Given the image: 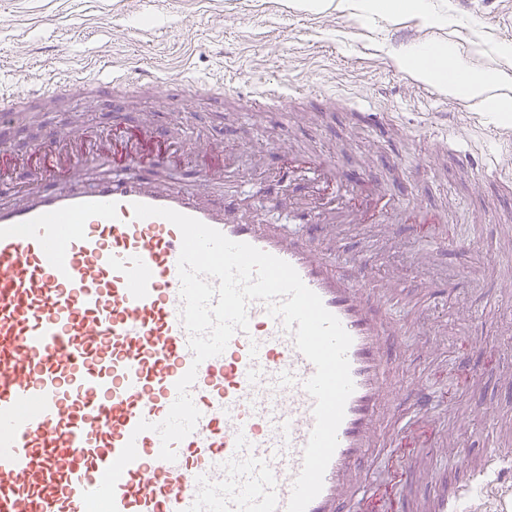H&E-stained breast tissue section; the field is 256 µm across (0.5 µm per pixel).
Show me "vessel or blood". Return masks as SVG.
Listing matches in <instances>:
<instances>
[{"mask_svg":"<svg viewBox=\"0 0 512 512\" xmlns=\"http://www.w3.org/2000/svg\"><path fill=\"white\" fill-rule=\"evenodd\" d=\"M96 70L91 89L98 95L118 100L147 89L176 108L184 100L160 65L129 72L101 62ZM70 89L42 79L20 97L1 98L0 131L21 107ZM240 98L251 109L282 110L294 95L286 90L271 100L248 91ZM187 149L158 139L146 119L130 126L116 118L106 138L63 119L36 147L29 187L0 204V512H85L83 492L99 486L130 441L138 457L117 482L118 512L287 510L315 425V401L304 388L315 367L261 301L249 303L248 329L237 331L221 355L193 366L180 320L181 233L164 218H136L137 203L194 217L288 262L351 336L354 391L323 488L306 512H364L381 493L386 512H401L414 502L411 477L419 461L433 495L416 502L417 512H456L496 461L512 460V448L493 449L468 483L445 492L444 469L458 455L434 430L440 402L423 384L399 386L389 373L393 343L423 326L425 315L396 311L405 292L400 276L376 289L365 267L340 276L311 244L315 233L335 242L343 222L383 223L396 211L418 217L417 202L384 197L367 210L338 182L331 158L290 155L258 195L268 200L279 182L314 179L316 222L277 231L245 216L235 196L216 203L206 192L156 178ZM102 157L114 173L85 183L83 167ZM192 367L189 392L201 417L175 444L176 461H164L158 434L136 426L165 419L177 381ZM404 397L417 426L393 435L394 477L382 491L368 484L362 465Z\"/></svg>","mask_w":512,"mask_h":512,"instance_id":"vessel-or-blood-1","label":"vessel or blood"}]
</instances>
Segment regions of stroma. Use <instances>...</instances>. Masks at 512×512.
Returning a JSON list of instances; mask_svg holds the SVG:
<instances>
[{
    "label": "stroma",
    "instance_id": "obj_1",
    "mask_svg": "<svg viewBox=\"0 0 512 512\" xmlns=\"http://www.w3.org/2000/svg\"><path fill=\"white\" fill-rule=\"evenodd\" d=\"M441 24L422 16H380L363 0H330L318 10L294 0H0V95H16L39 77L37 61L52 62L80 83L93 55L131 70L149 60L163 63L173 85L187 73L217 87L240 90L280 84L300 93L288 112L242 111L233 100L190 99L188 110H165L151 94L128 99V121L152 117L160 130L204 141L208 151L188 155L162 171L183 185L197 172L217 169L214 190L241 199L265 223L291 224L309 183H292L289 196L260 204L254 182L224 164L225 152L247 145L277 170L283 148L331 154L342 176L358 174L359 194H405L426 210L445 215L452 240L436 247L433 225L396 220L395 252L373 246L374 227L357 225L337 242L340 273L363 264L382 280L389 267L405 273L411 305L448 323V347L408 358L393 357L395 381L433 387L449 407L477 404L483 415L458 433L470 456L512 442V379L498 370L512 360V297L501 295L499 276L512 273V251L503 247L511 229L512 184L489 183L483 170L512 164V115L499 117L478 100L404 69L408 45H451L469 70L497 71L512 100V0H430ZM106 135L112 111L97 94L68 104L44 101L18 121L6 148L15 162L0 167V184L20 186V166L45 126L60 112ZM432 266H415L417 254Z\"/></svg>",
    "mask_w": 512,
    "mask_h": 512
}]
</instances>
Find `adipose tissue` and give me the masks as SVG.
Listing matches in <instances>:
<instances>
[{
  "instance_id": "obj_1",
  "label": "adipose tissue",
  "mask_w": 512,
  "mask_h": 512,
  "mask_svg": "<svg viewBox=\"0 0 512 512\" xmlns=\"http://www.w3.org/2000/svg\"><path fill=\"white\" fill-rule=\"evenodd\" d=\"M401 61L404 67L418 71L442 86L473 97H484L488 109L495 112L512 110V103L489 96V89L502 82L498 73H483L477 76L468 74L448 45L441 44L425 49L406 50Z\"/></svg>"
}]
</instances>
